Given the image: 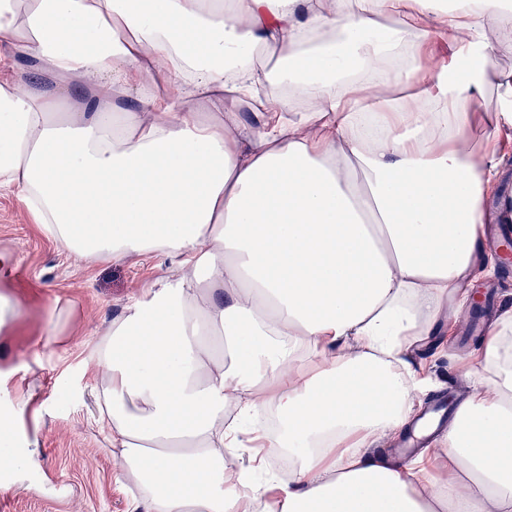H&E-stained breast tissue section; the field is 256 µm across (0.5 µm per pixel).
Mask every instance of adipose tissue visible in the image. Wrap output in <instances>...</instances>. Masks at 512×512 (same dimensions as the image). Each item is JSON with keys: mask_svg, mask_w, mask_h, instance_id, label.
Wrapping results in <instances>:
<instances>
[{"mask_svg": "<svg viewBox=\"0 0 512 512\" xmlns=\"http://www.w3.org/2000/svg\"><path fill=\"white\" fill-rule=\"evenodd\" d=\"M496 51L512 0H0V185L68 253L171 261L93 350L130 512H512V307L438 448L378 445L512 221L473 142L490 86L512 131ZM262 410L279 431L242 437Z\"/></svg>", "mask_w": 512, "mask_h": 512, "instance_id": "ef3b65f1", "label": "adipose tissue"}]
</instances>
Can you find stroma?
Segmentation results:
<instances>
[{
	"label": "stroma",
	"instance_id": "35a3bbf8",
	"mask_svg": "<svg viewBox=\"0 0 512 512\" xmlns=\"http://www.w3.org/2000/svg\"><path fill=\"white\" fill-rule=\"evenodd\" d=\"M0 255L10 260L0 295L17 306L0 325V374L15 393L0 397V421L13 424L10 447L37 439L40 459L38 469L0 473V512H128L118 454L90 421L89 354L169 262L65 254L3 186Z\"/></svg>",
	"mask_w": 512,
	"mask_h": 512
}]
</instances>
